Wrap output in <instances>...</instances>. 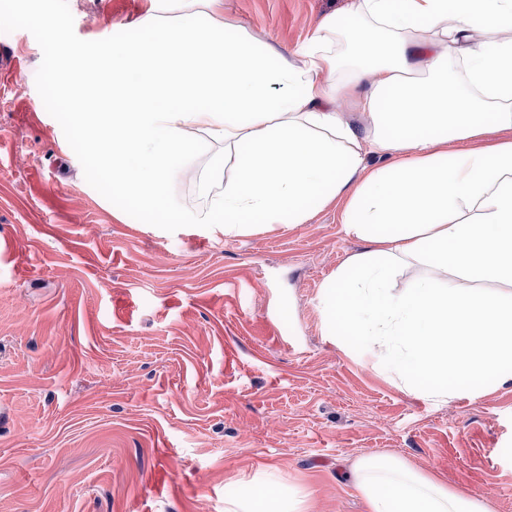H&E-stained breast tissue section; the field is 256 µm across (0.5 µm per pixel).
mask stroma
<instances>
[{
    "label": "stroma",
    "mask_w": 512,
    "mask_h": 512,
    "mask_svg": "<svg viewBox=\"0 0 512 512\" xmlns=\"http://www.w3.org/2000/svg\"><path fill=\"white\" fill-rule=\"evenodd\" d=\"M348 0H227L295 54ZM145 0H0V512H224L278 470L300 512H368L349 468L388 455L512 512V382L446 401L326 325L366 242L341 209L270 233L151 229L117 206L43 90L41 14L79 50L135 34Z\"/></svg>",
    "instance_id": "obj_1"
}]
</instances>
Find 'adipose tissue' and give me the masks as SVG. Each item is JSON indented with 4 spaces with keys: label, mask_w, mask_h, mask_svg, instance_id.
Segmentation results:
<instances>
[{
    "label": "adipose tissue",
    "mask_w": 512,
    "mask_h": 512,
    "mask_svg": "<svg viewBox=\"0 0 512 512\" xmlns=\"http://www.w3.org/2000/svg\"><path fill=\"white\" fill-rule=\"evenodd\" d=\"M346 15L350 52L330 15L291 59L256 51L224 0H147L136 39L85 55L72 78L48 62L46 89L113 199L156 227L200 224L221 241L341 204L345 233L370 248L337 268L325 321L433 398L510 382L512 0H350ZM206 149L207 205L176 201ZM407 259L444 280L392 293ZM473 280L504 288L464 289ZM351 473L369 512H491L395 458L360 457ZM262 484L224 512H298L277 471Z\"/></svg>",
    "instance_id": "adipose-tissue-1"
}]
</instances>
